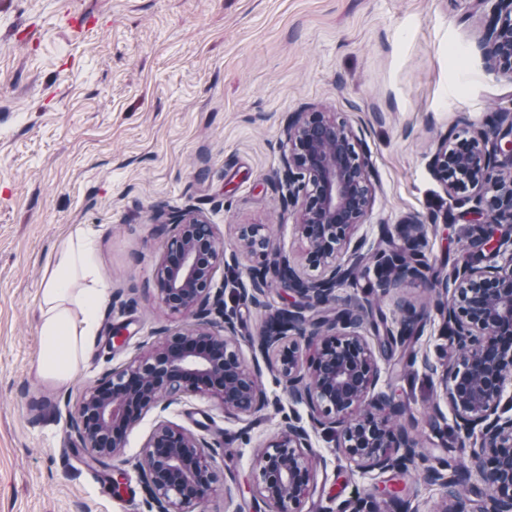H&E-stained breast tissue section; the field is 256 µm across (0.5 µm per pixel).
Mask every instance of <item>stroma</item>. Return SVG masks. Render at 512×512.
Returning a JSON list of instances; mask_svg holds the SVG:
<instances>
[{
	"mask_svg": "<svg viewBox=\"0 0 512 512\" xmlns=\"http://www.w3.org/2000/svg\"><path fill=\"white\" fill-rule=\"evenodd\" d=\"M488 11L474 0H0V512H145L136 461L161 416L218 448L220 481L202 512H260L254 452L305 407L282 403L248 427L187 397L146 414L106 467L70 429L88 389L185 323L155 290L164 237L154 213L200 211L228 251L237 225H265L299 262L304 245L270 187L283 127L292 112L335 113L362 134L379 175L356 233L365 260L336 294L370 306V338L397 330L393 298L373 287L375 253L415 215L433 269L461 258L473 226L431 174L430 153L459 120L480 128L512 109V80L478 48ZM77 231L93 242L107 298L85 360L56 386L36 374L38 295ZM250 265L216 274L242 336L289 300L276 285L267 310L240 304ZM446 346L433 315L377 360L422 453L462 468L452 417H430L438 383L422 365ZM312 442L316 487L303 512H341L356 492L385 487L437 512L443 489L415 471L365 472L339 457L334 436Z\"/></svg>",
	"mask_w": 512,
	"mask_h": 512,
	"instance_id": "35a3bbf8",
	"label": "stroma"
}]
</instances>
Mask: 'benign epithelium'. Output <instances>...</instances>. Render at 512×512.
<instances>
[{"label":"benign epithelium","instance_id":"1","mask_svg":"<svg viewBox=\"0 0 512 512\" xmlns=\"http://www.w3.org/2000/svg\"><path fill=\"white\" fill-rule=\"evenodd\" d=\"M479 48L488 69L512 80V0H494L485 18ZM282 170L271 181L307 243L305 264L320 274L303 276L281 255L261 224H242L240 251L258 257L238 289L239 301L256 308L273 281L291 291L288 306L270 314L259 336L249 340L264 363H249L242 352L233 314L214 289L217 269L226 262L214 225L191 211H158L169 230L154 270L160 303L195 320L165 334L146 354L101 378L77 405L70 428L93 462L114 460L128 432L146 413L165 411L184 396L214 400L224 414L249 421L280 399L263 388V371L283 386L294 405L308 409L309 424L288 417L253 458V491L269 512H302L314 488L315 454L311 433L336 436V450L357 468L403 472L420 463L426 483L447 489L451 504L439 512H512V111L496 112L486 127L442 135L428 166L445 192L481 219L462 268L451 278L428 277L425 265H403L395 252H379L388 272L386 293L409 281L439 288L435 311L445 324L453 354L425 360L437 376L433 418L446 405L454 417L459 446L469 447L468 470L484 486L476 508L453 491L456 474L427 464L420 441L402 423L403 405L378 388L381 369L362 332L366 307L350 308L336 299L338 288L361 257L355 228L370 214L378 174L362 138L327 112H295L285 125ZM404 250L420 256L425 225L408 219ZM402 314L400 343L428 312L397 296ZM216 449L168 421L156 423L136 464L146 493L147 512H195L216 491ZM356 496L347 512H379L377 497Z\"/></svg>","mask_w":512,"mask_h":512}]
</instances>
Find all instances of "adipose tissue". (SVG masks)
<instances>
[{
	"mask_svg": "<svg viewBox=\"0 0 512 512\" xmlns=\"http://www.w3.org/2000/svg\"><path fill=\"white\" fill-rule=\"evenodd\" d=\"M103 300L91 242L80 234L69 238L50 259L40 290L38 376L58 385L70 380L86 356Z\"/></svg>",
	"mask_w": 512,
	"mask_h": 512,
	"instance_id": "ef3b65f1",
	"label": "adipose tissue"
}]
</instances>
